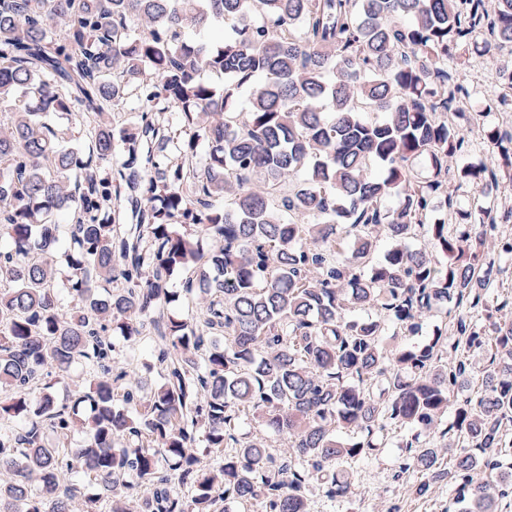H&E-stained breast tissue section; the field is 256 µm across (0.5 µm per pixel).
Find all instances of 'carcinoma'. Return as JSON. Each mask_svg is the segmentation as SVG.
<instances>
[{
  "mask_svg": "<svg viewBox=\"0 0 512 512\" xmlns=\"http://www.w3.org/2000/svg\"><path fill=\"white\" fill-rule=\"evenodd\" d=\"M511 46L512 0H0V512H311L392 428L408 495L498 512ZM498 59V58H496ZM496 59L487 60L481 68H477L471 73L476 77L478 81V93L476 95V104L478 109H482L485 103V99L492 97L493 87L491 82L488 80L486 73H489V69L495 67L498 62Z\"/></svg>",
  "mask_w": 512,
  "mask_h": 512,
  "instance_id": "1",
  "label": "carcinoma"
}]
</instances>
